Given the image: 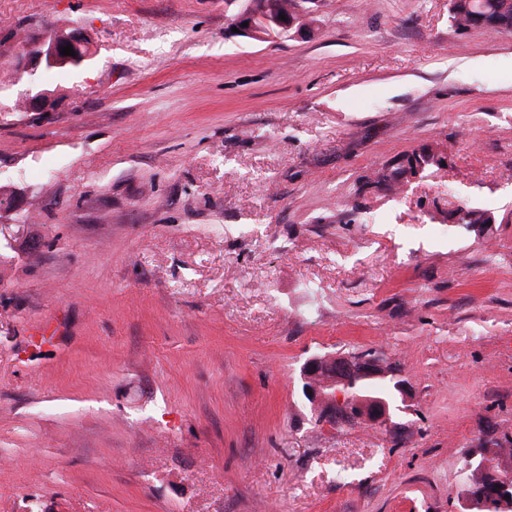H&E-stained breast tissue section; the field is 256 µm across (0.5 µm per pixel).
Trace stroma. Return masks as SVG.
I'll return each mask as SVG.
<instances>
[{
    "mask_svg": "<svg viewBox=\"0 0 512 512\" xmlns=\"http://www.w3.org/2000/svg\"><path fill=\"white\" fill-rule=\"evenodd\" d=\"M246 3L0 0V68L93 53L52 111L0 87V512H452L512 436V35L322 0L253 39ZM369 350L394 425H315L306 360ZM247 6L245 9L238 14L233 21L231 22L232 27H236L239 29V35L260 38V35L263 34L264 29H271V27H276V31L279 35L291 36L293 33H299L302 31L304 27V22L306 17L311 13L312 10L305 9L302 4L310 3V4H318V0H304L300 3L295 13L292 16H288V14H283L286 17V21L280 19V14L277 12L267 13L264 8L262 10L266 11L264 16V26L257 27L254 23V17L258 16V7L255 2L247 1ZM248 22L247 27H242V23ZM271 31V30H270ZM272 32V31H271ZM71 44L74 56L61 55V47ZM87 43V35L80 28H72L65 36H51L39 41L32 49L19 51L14 58V67L18 74H27L28 87L24 92L29 112H49L53 106V93L39 81L43 70L70 66L77 68L92 59ZM446 167L448 160L442 151L423 147L408 154L396 165L379 171L374 183L398 187L404 181L408 182L409 178H415L430 169L440 170Z\"/></svg>",
    "mask_w": 512,
    "mask_h": 512,
    "instance_id": "stroma-1",
    "label": "stroma"
}]
</instances>
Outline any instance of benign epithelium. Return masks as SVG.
<instances>
[{"label":"benign epithelium","mask_w":512,"mask_h":512,"mask_svg":"<svg viewBox=\"0 0 512 512\" xmlns=\"http://www.w3.org/2000/svg\"><path fill=\"white\" fill-rule=\"evenodd\" d=\"M310 11L303 6H298L295 13L286 19H280L277 12L267 13L264 16V27H258L254 23V17L258 16L256 3L249 2L245 9L238 14L231 26L239 29V35L258 38L263 29L276 27L280 35L289 36L299 33ZM248 26H243V23ZM70 45L74 55L64 56L61 48ZM88 47L87 35L80 28H72L64 36L46 37L39 41L32 49H24L18 52L14 58V67L18 74L28 75V87L24 92L27 109L30 112H49L53 106V93L45 88L39 81V73L43 70L70 66L77 68L92 59ZM358 374L361 377L373 380L380 376L378 363L371 356L358 358L347 357L344 359L342 375L334 377L324 383V388L316 386L305 387V393L310 403L322 407L321 421L330 424L336 420V409H342L347 416L357 414L371 422L384 421L390 416V404L383 400H365L352 395L347 390L350 378ZM475 508H485L484 498L479 495L464 494L457 498L456 512H473Z\"/></svg>","instance_id":"benign-epithelium-1"}]
</instances>
